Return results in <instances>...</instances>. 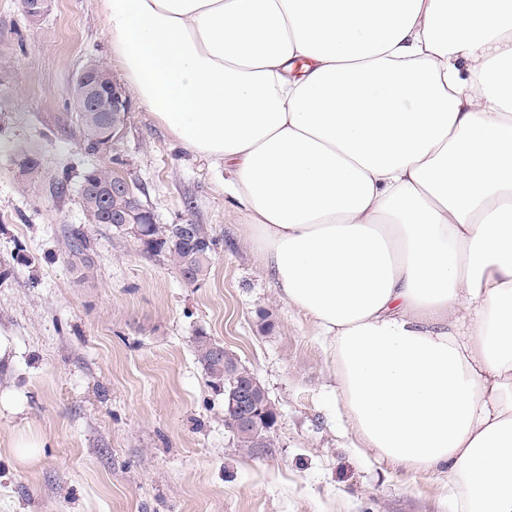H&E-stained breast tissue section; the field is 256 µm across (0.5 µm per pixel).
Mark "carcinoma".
Masks as SVG:
<instances>
[{
    "mask_svg": "<svg viewBox=\"0 0 512 512\" xmlns=\"http://www.w3.org/2000/svg\"><path fill=\"white\" fill-rule=\"evenodd\" d=\"M75 100L76 95L71 89L68 91L69 107L76 111L86 150L93 153L105 133L103 117L94 112L77 111ZM110 181V170L91 169L85 172L79 192L81 205L92 222L121 229L123 225L113 223L114 217L129 210L143 211L145 207L130 192L103 198L100 186ZM143 220L144 223L138 225V229L135 230V236L145 253L168 256L179 267L183 279L190 284H196L204 279L216 246V240L206 226L193 224L192 233L180 235L175 232V225L156 224L147 213L143 215ZM195 350L197 360L205 368L210 385L214 388H221L227 394L233 387H251L254 376L242 367L233 355L226 352L224 347L206 336H200L196 340ZM265 411L266 414L259 417L252 426L240 427L235 425L236 410L229 404H224V424L234 431L240 447L249 449L253 454L258 453L260 448L274 447L276 411L271 405L267 406Z\"/></svg>",
    "mask_w": 512,
    "mask_h": 512,
    "instance_id": "1",
    "label": "carcinoma"
}]
</instances>
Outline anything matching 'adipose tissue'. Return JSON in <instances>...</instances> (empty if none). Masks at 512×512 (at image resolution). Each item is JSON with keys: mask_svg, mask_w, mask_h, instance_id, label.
Returning <instances> with one entry per match:
<instances>
[{"mask_svg": "<svg viewBox=\"0 0 512 512\" xmlns=\"http://www.w3.org/2000/svg\"><path fill=\"white\" fill-rule=\"evenodd\" d=\"M364 444L512 512V0H100Z\"/></svg>", "mask_w": 512, "mask_h": 512, "instance_id": "adipose-tissue-1", "label": "adipose tissue"}]
</instances>
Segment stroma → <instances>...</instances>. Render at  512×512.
<instances>
[{
  "instance_id": "1",
  "label": "stroma",
  "mask_w": 512,
  "mask_h": 512,
  "mask_svg": "<svg viewBox=\"0 0 512 512\" xmlns=\"http://www.w3.org/2000/svg\"><path fill=\"white\" fill-rule=\"evenodd\" d=\"M91 60L123 73L100 0H50L34 22L21 0H0V402L16 404L0 406V512H456L445 472L395 467L362 445L328 350L276 294L222 180L134 87L117 155L85 152L66 98ZM29 153L35 180L18 166ZM94 165L125 177L157 223L210 227L203 281L89 220L79 186ZM63 176L66 196L50 195ZM75 228L90 265L69 253ZM200 336L265 388L278 415L271 454L239 447L225 426Z\"/></svg>"
}]
</instances>
